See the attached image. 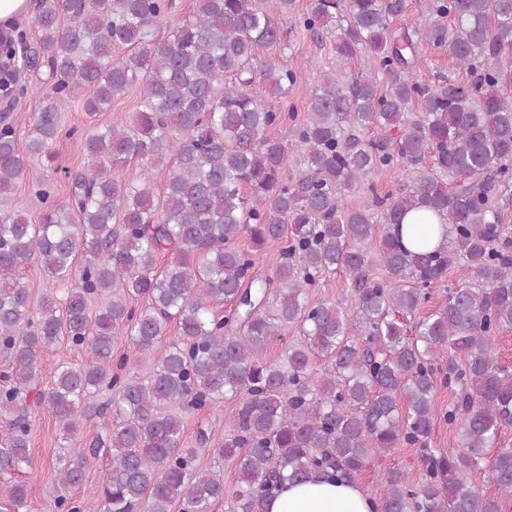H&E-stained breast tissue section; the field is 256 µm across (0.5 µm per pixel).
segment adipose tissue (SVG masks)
I'll return each instance as SVG.
<instances>
[{
  "label": "adipose tissue",
  "mask_w": 512,
  "mask_h": 512,
  "mask_svg": "<svg viewBox=\"0 0 512 512\" xmlns=\"http://www.w3.org/2000/svg\"><path fill=\"white\" fill-rule=\"evenodd\" d=\"M374 502L358 484L322 479L287 485L264 502L262 512H373Z\"/></svg>",
  "instance_id": "ef3b65f1"
}]
</instances>
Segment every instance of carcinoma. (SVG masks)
<instances>
[{"label": "carcinoma", "mask_w": 512, "mask_h": 512, "mask_svg": "<svg viewBox=\"0 0 512 512\" xmlns=\"http://www.w3.org/2000/svg\"><path fill=\"white\" fill-rule=\"evenodd\" d=\"M293 4L194 0L161 36L175 0H38L36 39L20 31L0 41V59L12 61L0 68V97L24 93L23 73L46 86L26 140L11 113H0V416L11 427L0 473L32 465L22 395L35 392L65 443L82 421L115 415L107 440L57 459L58 512H213L229 493L224 475L198 467L183 420L164 407L193 413L226 397L237 403L216 452L235 462L237 512H260L286 483L313 475L355 481L372 458L403 445L422 449L423 473L415 482L388 471L380 512H512V448L490 461L495 496L470 479L512 426V368L493 346L512 330V239L501 224L508 199L498 194L512 183V97L504 95L512 0H426L425 23L400 33L393 20L403 0H310L303 29L342 60L371 54L386 81L321 76L292 127L304 170L288 180V144L269 131L294 118L297 74L265 51L284 42ZM422 42L448 51L469 79L426 78ZM256 83L275 103L254 94ZM135 85L139 111L80 138L87 165L68 200L55 199L45 175L31 182L40 223L8 206L26 179L24 155L51 157L60 137L75 135L60 123L73 99L88 93L83 109L94 120ZM367 129L374 136L364 142L355 131ZM131 160L141 165L135 181L122 178ZM158 165L168 169L161 191ZM400 165L420 175L344 209L345 191ZM418 210L452 226L448 249L423 250L431 229L422 224L413 229L421 250L403 246L393 227ZM268 247L277 257L264 275L257 265ZM460 260L472 278L416 319ZM35 261L57 280L77 278L64 299L31 306L19 273ZM376 264L386 278H372ZM336 271L353 280L350 310L309 300ZM136 296L147 303L129 304ZM172 322L178 336L162 347ZM294 326L307 341L268 360L269 344ZM120 332L151 358L145 374L114 359ZM63 342L84 360L55 366L45 386V360ZM450 349L466 357L463 366L442 368ZM317 358L327 364L320 376ZM439 383L456 389L443 415L463 440L455 455L430 448ZM105 391L111 398L101 403ZM103 454L112 467L99 498L73 500L67 491ZM26 500L18 481L12 512Z\"/></svg>", "instance_id": "cac0c4a2"}]
</instances>
